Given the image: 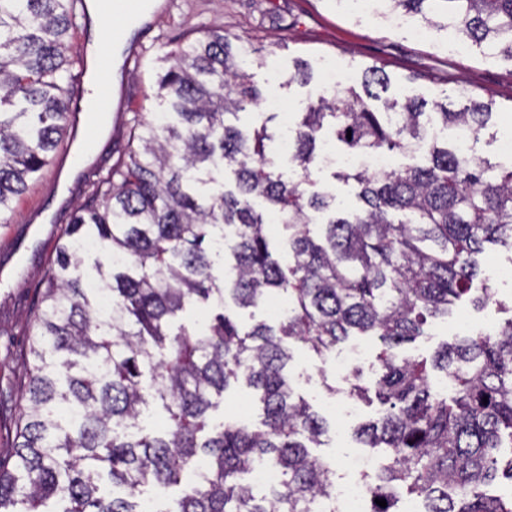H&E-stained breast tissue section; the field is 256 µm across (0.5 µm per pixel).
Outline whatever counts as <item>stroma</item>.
Wrapping results in <instances>:
<instances>
[{
    "instance_id": "1",
    "label": "stroma",
    "mask_w": 512,
    "mask_h": 512,
    "mask_svg": "<svg viewBox=\"0 0 512 512\" xmlns=\"http://www.w3.org/2000/svg\"><path fill=\"white\" fill-rule=\"evenodd\" d=\"M419 22L407 18L400 27L355 8L349 0H165L161 14L140 36L142 51L131 63L113 104L115 131L99 144L96 164L110 166L127 145L121 125L131 124L134 114L151 116L160 107L154 96L155 81L166 70L167 55L177 45L194 41L210 28L223 29L233 49L248 61L246 72L266 97L260 113L294 114L322 95L330 72L341 71L347 83L360 82L364 69L384 68L390 78V95L445 101L459 108L464 97L493 101L494 115L479 141L475 154L502 167L512 159L501 155L499 145L512 139V62L490 56L475 46L458 47L456 40L441 33L426 39L413 30ZM308 64L312 79L291 81L296 62ZM437 73L451 75L449 83L434 81ZM56 161L62 152H55ZM48 166L38 181L13 203L7 223L0 224V398L15 406L29 359L30 317L43 290V276L60 244V227L55 215L85 202L88 187L70 172ZM481 276L493 286L495 303L478 310L461 307L457 315L438 319L424 336L402 344L401 352L430 356L443 343L454 341L461 323L499 326L512 305V251L494 246L480 257ZM293 359L288 366L295 390L324 415L329 430L314 455L338 464L356 455L353 432L359 423L377 417V399L359 403L358 415L341 419L335 407L344 401L346 384L333 360H319L300 343L290 345ZM335 386L337 396L326 394ZM213 424L234 419L259 426L261 407L251 389L239 384L224 395L211 414Z\"/></svg>"
}]
</instances>
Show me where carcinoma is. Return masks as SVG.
Returning <instances> with one entry per match:
<instances>
[{"instance_id":"cac0c4a2","label":"carcinoma","mask_w":512,"mask_h":512,"mask_svg":"<svg viewBox=\"0 0 512 512\" xmlns=\"http://www.w3.org/2000/svg\"><path fill=\"white\" fill-rule=\"evenodd\" d=\"M400 9L512 62V0H379L377 14ZM81 18L87 0H0V216L51 164L69 126L74 89L63 66ZM170 58L156 82L165 112L136 119V146L94 172L87 202L62 220L34 312L24 404L14 419L0 410V431H15L13 463L0 464V512L19 503L43 512L52 498L66 503L59 512H141L136 492L149 484L179 490L174 512H307L335 493L330 466L309 451L327 421L295 396L285 339L322 361L356 335L384 346L374 388L386 409L356 432L388 459L369 512H395L403 490L425 512H512V497L475 493L512 448V317L429 357L397 351L462 301L491 298L487 282L475 287L476 256L488 244L512 250V167L433 142L402 170L333 171L358 201L339 213L336 196L310 179L326 128L356 152L408 153L436 124L478 141L493 103L436 102L429 112L422 98L387 95L388 75L370 66L360 85L326 91L299 113L286 178L266 154L275 115L251 132L233 123L262 94L224 34ZM273 215L288 231L286 267L270 247ZM282 296L276 323L248 331L228 309ZM195 303L219 311L173 327ZM435 371L452 395L433 389ZM240 382L259 393L260 426L207 433L210 411ZM153 407L162 429L123 431ZM257 458L282 475L270 498L246 481ZM200 461L202 477L183 482Z\"/></svg>"}]
</instances>
